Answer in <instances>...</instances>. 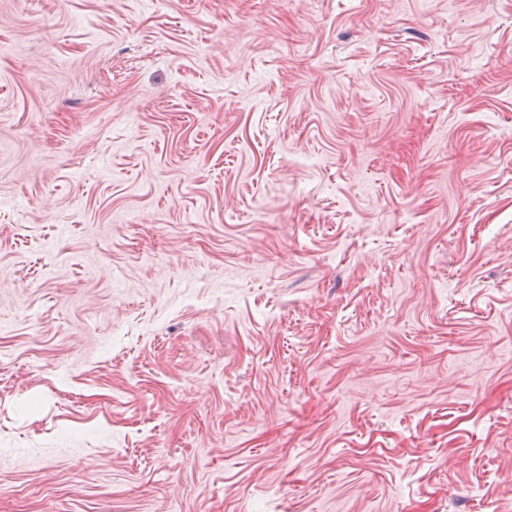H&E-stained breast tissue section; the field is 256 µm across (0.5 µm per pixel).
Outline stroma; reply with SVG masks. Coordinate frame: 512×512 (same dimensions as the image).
Listing matches in <instances>:
<instances>
[{
  "instance_id": "obj_1",
  "label": "stroma",
  "mask_w": 512,
  "mask_h": 512,
  "mask_svg": "<svg viewBox=\"0 0 512 512\" xmlns=\"http://www.w3.org/2000/svg\"><path fill=\"white\" fill-rule=\"evenodd\" d=\"M0 512H512V0H0Z\"/></svg>"
}]
</instances>
